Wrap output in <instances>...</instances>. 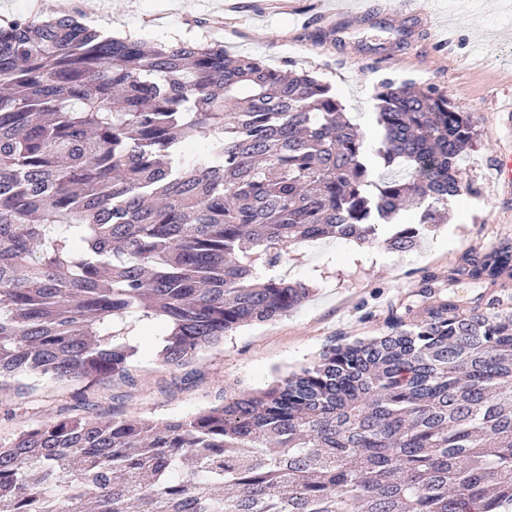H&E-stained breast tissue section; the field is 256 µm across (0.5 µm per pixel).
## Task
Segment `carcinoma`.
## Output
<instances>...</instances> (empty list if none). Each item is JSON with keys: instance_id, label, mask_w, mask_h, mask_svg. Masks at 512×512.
<instances>
[{"instance_id": "1", "label": "carcinoma", "mask_w": 512, "mask_h": 512, "mask_svg": "<svg viewBox=\"0 0 512 512\" xmlns=\"http://www.w3.org/2000/svg\"><path fill=\"white\" fill-rule=\"evenodd\" d=\"M366 140L332 86L202 39L108 36L78 12L0 19V389L133 383L114 326L162 319L189 368L310 288L291 244L392 252L473 187L480 133L436 85L385 78ZM406 171L381 180L380 167ZM512 280V245L448 273ZM334 346L264 389L162 424L68 416L0 444V512H512V305Z\"/></svg>"}]
</instances>
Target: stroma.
Returning a JSON list of instances; mask_svg holds the SVG:
<instances>
[{
	"instance_id": "stroma-1",
	"label": "stroma",
	"mask_w": 512,
	"mask_h": 512,
	"mask_svg": "<svg viewBox=\"0 0 512 512\" xmlns=\"http://www.w3.org/2000/svg\"><path fill=\"white\" fill-rule=\"evenodd\" d=\"M99 2L92 13L85 0H68V8L103 30L113 25L149 41H220L274 68L314 72L332 85L371 142L382 78L438 85L481 132L477 148L460 162L462 181L474 191L407 253L385 247L388 224L366 247L341 239L290 246L282 273L312 286L310 298L287 316L229 333L223 344L202 353L191 375L158 360L163 321L128 319L118 331L138 348L133 384L64 385L40 378L24 394L0 392V444L67 415L161 423L264 388L330 346L380 335L390 310L409 323L427 320L419 293L430 275L464 307L512 296V281L448 280L449 270L463 267L468 257L512 242V169L501 166L512 155V87L505 82L512 72V0H288L285 13L267 10L263 0H237L230 13L224 0Z\"/></svg>"
}]
</instances>
